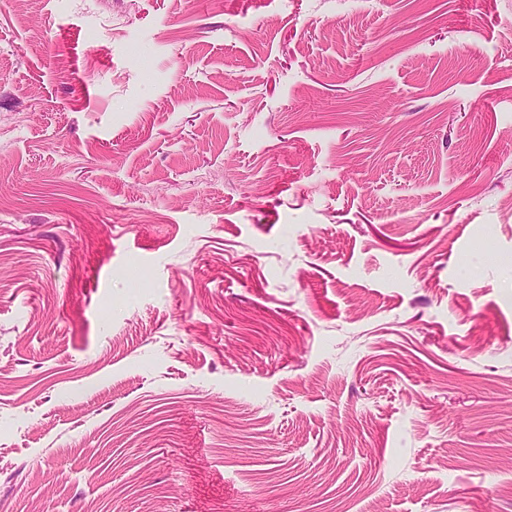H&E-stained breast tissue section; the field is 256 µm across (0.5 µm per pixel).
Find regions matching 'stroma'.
<instances>
[{"mask_svg": "<svg viewBox=\"0 0 512 512\" xmlns=\"http://www.w3.org/2000/svg\"><path fill=\"white\" fill-rule=\"evenodd\" d=\"M0 512H512V0H0Z\"/></svg>", "mask_w": 512, "mask_h": 512, "instance_id": "35a3bbf8", "label": "stroma"}]
</instances>
